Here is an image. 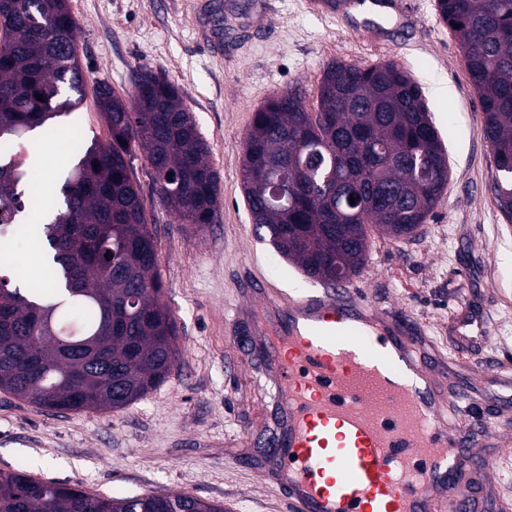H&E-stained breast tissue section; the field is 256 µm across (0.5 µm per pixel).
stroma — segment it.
Segmentation results:
<instances>
[{
	"label": "stroma",
	"instance_id": "stroma-1",
	"mask_svg": "<svg viewBox=\"0 0 512 512\" xmlns=\"http://www.w3.org/2000/svg\"><path fill=\"white\" fill-rule=\"evenodd\" d=\"M209 2L68 0L89 81L127 100L143 67L179 89L218 175V217L199 231L163 208L135 151L176 361L162 384L118 410L56 412L0 390V470L105 497L178 492L229 512H290L260 476L276 445L274 389L257 362L241 364L236 345L251 330L236 313L250 302V279L298 292L318 284L254 235L241 163L255 109L291 87L316 109L332 61H393L421 86L447 150L448 187L413 236L373 235L353 282L417 337L448 385L469 378L479 406L504 416H512V224L495 204L481 101L437 0H384L388 14L367 29L352 11L330 13L326 0H222L218 43ZM502 446L482 512L512 503V438Z\"/></svg>",
	"mask_w": 512,
	"mask_h": 512
}]
</instances>
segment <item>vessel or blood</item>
<instances>
[{"label": "vessel or blood", "instance_id": "obj_1", "mask_svg": "<svg viewBox=\"0 0 512 512\" xmlns=\"http://www.w3.org/2000/svg\"><path fill=\"white\" fill-rule=\"evenodd\" d=\"M253 323L280 412L263 476L292 512H475V460L512 420L474 416L415 345L344 283L301 296L261 282Z\"/></svg>", "mask_w": 512, "mask_h": 512}]
</instances>
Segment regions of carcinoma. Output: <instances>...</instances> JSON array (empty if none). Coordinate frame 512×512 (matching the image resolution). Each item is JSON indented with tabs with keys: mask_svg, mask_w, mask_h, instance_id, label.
<instances>
[{
	"mask_svg": "<svg viewBox=\"0 0 512 512\" xmlns=\"http://www.w3.org/2000/svg\"><path fill=\"white\" fill-rule=\"evenodd\" d=\"M459 40L485 114L492 192L512 223V0H437ZM0 269L22 237L39 246L45 283L27 293L0 273V390L52 410L124 407L160 385L176 360V329L161 299L157 253L130 177L142 150L160 203L201 231L214 222L218 177L181 93L149 69L133 75L131 104L94 88L106 143L72 135L73 165L46 207L19 189L40 154L16 141L84 100L77 24L66 0H0ZM43 95V100L36 95ZM302 172L272 195L283 164ZM241 176L259 238L308 278L361 273L370 232L406 238L448 186L445 149L420 86L393 62L326 65L316 111L287 89L255 111ZM354 203H349V198ZM29 359L48 368L30 375ZM0 512H224L184 493L92 496L78 487L0 471Z\"/></svg>",
	"mask_w": 512,
	"mask_h": 512,
	"instance_id": "cac0c4a2",
	"label": "carcinoma"
}]
</instances>
